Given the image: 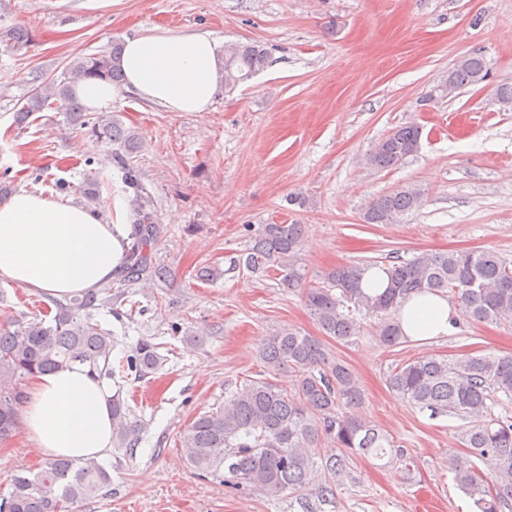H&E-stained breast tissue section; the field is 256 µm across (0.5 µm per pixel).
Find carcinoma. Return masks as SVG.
I'll return each mask as SVG.
<instances>
[{
  "instance_id": "obj_1",
  "label": "carcinoma",
  "mask_w": 512,
  "mask_h": 512,
  "mask_svg": "<svg viewBox=\"0 0 512 512\" xmlns=\"http://www.w3.org/2000/svg\"><path fill=\"white\" fill-rule=\"evenodd\" d=\"M32 42L21 27L0 29V45L18 51ZM122 44L111 50L72 60L57 77L34 75L36 83L16 106V123H27L46 109L68 114L108 148L107 163L122 173L131 198V245L126 276L162 280L165 267L152 263L149 249L157 237L154 203L134 162L141 139L111 115L89 112L72 94L84 80L121 85ZM269 51L254 43L224 45V92L264 72ZM485 60L477 54L460 58L448 70V92L487 80ZM422 130L415 124L394 128L364 157V165L388 170L417 151ZM81 194L90 205L100 202V181L89 176ZM422 205L419 190L401 186L366 204V224H397ZM303 224H261L249 229L240 261L251 273L274 272L283 288H300L305 273L298 252ZM369 265L342 266L326 276V284L309 288L305 304L323 335L349 342L360 335L359 317L377 319L374 336L395 348L404 336L396 315L414 293L450 292L462 313L480 323L512 319V268L489 250L422 252L383 267L387 285L377 295L362 289ZM112 300V285L75 294L56 304L51 321L44 316L0 327V440L12 436L25 403L23 382L37 374L83 366L93 376L112 378V334L94 311ZM264 372L283 368L297 373L288 391L263 378L246 383L224 397V404L198 415L181 433L179 446L188 467L204 477L222 476L224 486L250 489L269 498L312 492L323 502L335 499L336 478L347 473L355 455L383 458L393 448L388 436L356 412L362 393L352 370L328 353L322 340L292 329L277 330L259 350ZM164 359L156 344L139 341L126 357L127 370L140 377L158 371ZM389 389L431 414L468 420L462 439L471 457L453 466L454 480L478 512H503L512 500V418L493 408L512 401V354L448 359L427 354L396 366L387 376ZM112 441L129 452L139 440L142 424L131 417L121 394L112 395ZM332 444L321 452L320 444ZM481 464H476L475 460ZM111 472L100 462L49 458L34 475L18 474L0 512H70L74 504L104 495Z\"/></svg>"
}]
</instances>
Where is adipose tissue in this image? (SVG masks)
Segmentation results:
<instances>
[{"mask_svg": "<svg viewBox=\"0 0 512 512\" xmlns=\"http://www.w3.org/2000/svg\"><path fill=\"white\" fill-rule=\"evenodd\" d=\"M220 43L206 31L126 38L122 88L81 82L74 92L91 108L136 95L171 112H204L219 80ZM123 224L103 222L83 205L26 190L0 202V276L53 296L109 281L123 256ZM455 311L437 293L411 296L398 321L403 335L424 342L447 335ZM112 387L83 369L45 373L27 389L23 428L45 458L99 459L112 447Z\"/></svg>", "mask_w": 512, "mask_h": 512, "instance_id": "adipose-tissue-1", "label": "adipose tissue"}]
</instances>
